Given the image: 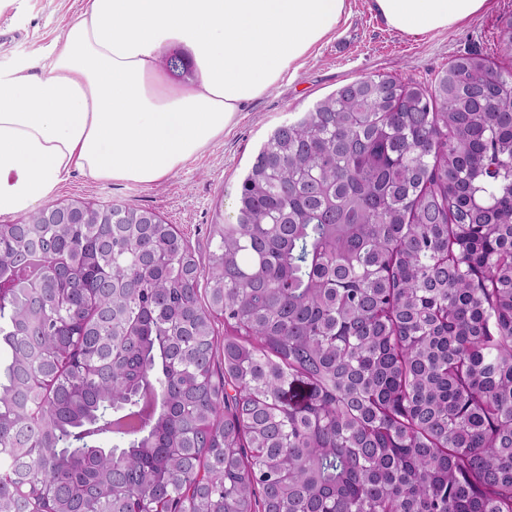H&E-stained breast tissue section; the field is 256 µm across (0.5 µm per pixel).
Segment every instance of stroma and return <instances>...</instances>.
<instances>
[{
    "instance_id": "stroma-1",
    "label": "stroma",
    "mask_w": 512,
    "mask_h": 512,
    "mask_svg": "<svg viewBox=\"0 0 512 512\" xmlns=\"http://www.w3.org/2000/svg\"><path fill=\"white\" fill-rule=\"evenodd\" d=\"M79 6L80 0H20L18 12L0 17V63L38 54L64 33ZM510 13L512 0H490L484 12L452 30L415 36L390 28L374 0H350L336 32L296 71L248 103L223 138L160 184L95 183L75 175L54 201L154 210L174 225L196 260L206 263L213 226L233 217L238 181L273 127L364 76L384 73L430 84L454 55L472 45L488 53L496 69L510 71L512 51L497 44V21Z\"/></svg>"
}]
</instances>
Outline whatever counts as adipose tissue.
<instances>
[{
	"label": "adipose tissue",
	"instance_id": "adipose-tissue-1",
	"mask_svg": "<svg viewBox=\"0 0 512 512\" xmlns=\"http://www.w3.org/2000/svg\"><path fill=\"white\" fill-rule=\"evenodd\" d=\"M393 29L448 31L488 0H374ZM348 0H83L62 37L0 65V218L73 174L162 182L333 34ZM192 75L171 81L172 50Z\"/></svg>",
	"mask_w": 512,
	"mask_h": 512
}]
</instances>
